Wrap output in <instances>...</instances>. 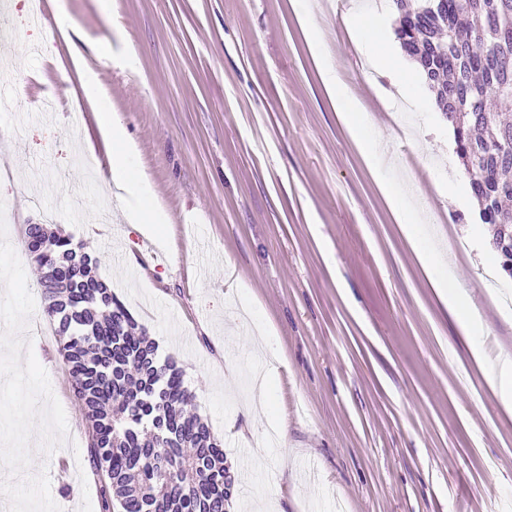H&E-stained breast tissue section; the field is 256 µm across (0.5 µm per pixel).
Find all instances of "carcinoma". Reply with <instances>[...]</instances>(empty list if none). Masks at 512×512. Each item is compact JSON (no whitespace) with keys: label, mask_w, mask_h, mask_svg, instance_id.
<instances>
[{"label":"carcinoma","mask_w":512,"mask_h":512,"mask_svg":"<svg viewBox=\"0 0 512 512\" xmlns=\"http://www.w3.org/2000/svg\"><path fill=\"white\" fill-rule=\"evenodd\" d=\"M402 48L429 74L453 124L456 153L503 272L512 277V121L490 109V89L512 84L482 62L512 57V9L499 0H448L442 20L430 0H396ZM25 248L44 268L45 312L87 425L102 512H224L232 477L208 423L187 407L194 395L175 362L95 274L98 260L44 224L24 226Z\"/></svg>","instance_id":"1"}]
</instances>
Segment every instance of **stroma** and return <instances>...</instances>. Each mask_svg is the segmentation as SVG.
Wrapping results in <instances>:
<instances>
[{
  "mask_svg": "<svg viewBox=\"0 0 512 512\" xmlns=\"http://www.w3.org/2000/svg\"><path fill=\"white\" fill-rule=\"evenodd\" d=\"M43 0L38 27L0 40L13 67L16 112L0 113V162L13 170L0 200L7 239L35 310L22 332L64 408L68 432L45 453L32 433L26 476L47 473L62 512H101V480L44 313L40 274L23 228L53 213L54 228L98 257V277L174 358L237 481L231 512H512V413L492 363L512 355V278L499 272L430 89L421 106L387 97L344 26L364 9L393 36L383 0ZM72 20L69 34L57 10ZM50 37L51 58L32 53ZM107 42L87 53L138 147L168 217L159 246L94 205L107 195L87 158L104 160L95 114L68 39ZM338 71L399 198L422 212L437 275L476 312L484 356L440 302L393 214L373 164L344 126L324 67ZM47 94L57 110L28 120ZM272 361L265 410L251 413L253 368ZM234 366L225 377V363Z\"/></svg>",
  "mask_w": 512,
  "mask_h": 512,
  "instance_id": "1",
  "label": "stroma"
}]
</instances>
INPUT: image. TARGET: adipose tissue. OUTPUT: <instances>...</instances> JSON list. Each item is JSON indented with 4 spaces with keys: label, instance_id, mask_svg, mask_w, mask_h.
Instances as JSON below:
<instances>
[{
    "label": "adipose tissue",
    "instance_id": "1",
    "mask_svg": "<svg viewBox=\"0 0 512 512\" xmlns=\"http://www.w3.org/2000/svg\"><path fill=\"white\" fill-rule=\"evenodd\" d=\"M344 23L349 30L355 32L358 44L372 69L394 73L408 94H416L417 77L398 59L380 31L368 23L365 14L357 10L351 11L345 16ZM69 52L84 96L97 112L99 135L106 148L109 167L107 182L118 196L135 198L136 203L128 212L129 222L138 225L142 233L162 239L163 217L153 207L146 181L135 167L137 146L127 137L115 114L106 112L105 91L97 74L86 66L85 55L78 44L70 43Z\"/></svg>",
    "mask_w": 512,
    "mask_h": 512
}]
</instances>
